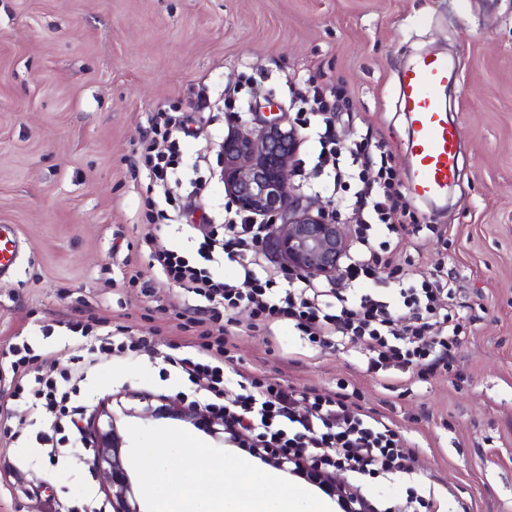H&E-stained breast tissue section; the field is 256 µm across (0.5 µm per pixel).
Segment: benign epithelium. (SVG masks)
Returning a JSON list of instances; mask_svg holds the SVG:
<instances>
[{"mask_svg": "<svg viewBox=\"0 0 512 512\" xmlns=\"http://www.w3.org/2000/svg\"><path fill=\"white\" fill-rule=\"evenodd\" d=\"M301 146L298 128L280 117L259 120L249 133L232 132L220 145L221 178L233 204L271 228L270 243L286 273L336 282L348 247L346 225L332 204L291 192L289 177ZM112 399L99 402L89 431L95 438L93 466L105 478L104 491L112 512H141L121 454L123 438ZM168 415L205 431L208 421L181 402L146 407L142 417Z\"/></svg>", "mask_w": 512, "mask_h": 512, "instance_id": "obj_1", "label": "benign epithelium"}]
</instances>
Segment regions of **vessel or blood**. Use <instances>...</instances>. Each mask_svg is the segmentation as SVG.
Here are the masks:
<instances>
[{
  "instance_id": "vessel-or-blood-1",
  "label": "vessel or blood",
  "mask_w": 512,
  "mask_h": 512,
  "mask_svg": "<svg viewBox=\"0 0 512 512\" xmlns=\"http://www.w3.org/2000/svg\"><path fill=\"white\" fill-rule=\"evenodd\" d=\"M459 74L447 57L425 54L400 75V100L412 127L407 150L411 157L409 188L414 198L438 204L447 201L457 173L459 130L449 122L442 94L457 84ZM19 250L10 225H0V276L9 273Z\"/></svg>"
}]
</instances>
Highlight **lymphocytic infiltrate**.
<instances>
[{
  "instance_id": "1",
  "label": "lymphocytic infiltrate",
  "mask_w": 512,
  "mask_h": 512,
  "mask_svg": "<svg viewBox=\"0 0 512 512\" xmlns=\"http://www.w3.org/2000/svg\"><path fill=\"white\" fill-rule=\"evenodd\" d=\"M198 88L195 113L158 110L140 147L137 162L148 171L149 186L156 195L170 197L181 185L175 167L176 138L191 135L192 124L203 122L208 107L206 82H199ZM301 100L322 117L317 133L318 171L332 177L334 186H356L344 202L355 224L337 282L290 277L272 268L264 246L268 226L237 213L226 215L220 229L199 225L203 237L199 256L204 261L200 267L161 245L155 236H146L145 242L159 268L161 284L179 285L206 302L198 316L187 320L196 330L186 342L190 354H169L166 362L203 393L206 410L223 418L224 432L231 439L246 448L282 452L296 470L330 477L341 469L351 472L356 482L349 487V498L354 501L360 499V483L365 479L382 474L409 479L415 473L392 422L362 411L351 403L349 394L299 395L275 379L255 374H242L238 393L226 394L224 369L234 360V345L225 319L246 308L267 325L292 323L323 349L361 342L366 370L376 375L394 367L420 375L446 371L463 325L450 304L454 285L448 274L420 276L393 262L405 245L406 232L419 236L425 227L400 189L384 142L362 138L346 152L350 164L341 165L345 151L336 142L326 96L316 87ZM218 258L237 263L238 280L214 277L207 264ZM386 270L402 285L400 305L408 311V323L395 317L396 305L369 289ZM109 344L119 351L125 347L124 342H112L104 335L70 349L74 368L58 381L40 370L37 355L11 347L10 368L17 382L14 394L41 408L45 442H52L61 422L75 426L82 419L86 407L76 402V392L94 366L98 348Z\"/></svg>"
}]
</instances>
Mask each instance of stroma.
<instances>
[{
  "instance_id": "obj_1",
  "label": "stroma",
  "mask_w": 512,
  "mask_h": 512,
  "mask_svg": "<svg viewBox=\"0 0 512 512\" xmlns=\"http://www.w3.org/2000/svg\"><path fill=\"white\" fill-rule=\"evenodd\" d=\"M446 55L460 74L448 114L461 129L455 185L445 204L420 202L421 223L445 226L420 238L424 272L447 268L464 333L447 372L387 386L365 370L364 349L319 350L295 327L256 325L249 310L229 329L236 369L280 378L296 392L348 390L361 409L389 417L416 478L433 488L440 512H512V0H0V225L20 248L0 277V396L8 395V345L28 343L44 370L66 371L80 343L71 321L146 341L136 355L97 353L80 401L110 395L139 407V394L187 388L162 361L183 342L178 324L198 306L186 289L144 294L158 269L142 245L149 231L145 169L136 152L158 108L191 111L200 78L231 94L213 98L216 120L181 146L179 171L209 177L198 213L224 222L229 197L219 177L193 171L202 141L247 132L270 113L293 121L301 160L294 193L326 200L313 168V118L290 106L289 80L339 89L342 145L360 126L384 139L408 180L410 126L398 74L414 58ZM139 282L126 283V269ZM17 438L0 434V460L18 459L0 486V512H84L105 502L93 450L61 440L49 458L37 410Z\"/></svg>"
}]
</instances>
